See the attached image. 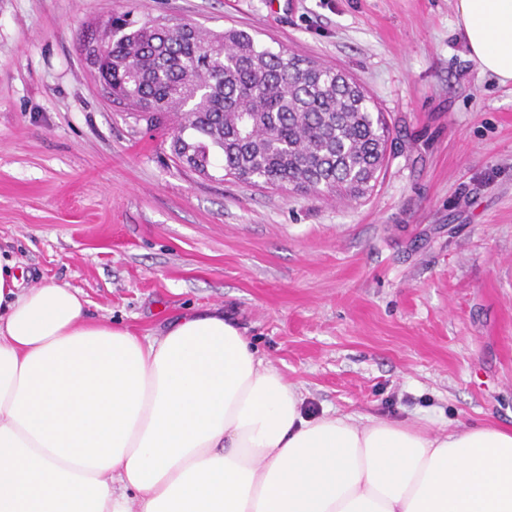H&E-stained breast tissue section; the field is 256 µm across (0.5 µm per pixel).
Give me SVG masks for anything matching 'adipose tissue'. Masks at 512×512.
<instances>
[{
	"instance_id": "1",
	"label": "adipose tissue",
	"mask_w": 512,
	"mask_h": 512,
	"mask_svg": "<svg viewBox=\"0 0 512 512\" xmlns=\"http://www.w3.org/2000/svg\"><path fill=\"white\" fill-rule=\"evenodd\" d=\"M457 26L512 82V0ZM87 304L0 253V512H512V429L308 416L220 308L145 340Z\"/></svg>"
}]
</instances>
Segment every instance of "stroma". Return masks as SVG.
Listing matches in <instances>:
<instances>
[{"label":"stroma","instance_id":"obj_1","mask_svg":"<svg viewBox=\"0 0 512 512\" xmlns=\"http://www.w3.org/2000/svg\"><path fill=\"white\" fill-rule=\"evenodd\" d=\"M124 12L354 78L390 128L372 190L176 164L85 59ZM0 251L151 339L223 308L308 414L512 424V83L479 74L456 0H0Z\"/></svg>","mask_w":512,"mask_h":512}]
</instances>
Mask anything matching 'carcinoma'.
Returning a JSON list of instances; mask_svg holds the SVG:
<instances>
[{"label":"carcinoma","instance_id":"1","mask_svg":"<svg viewBox=\"0 0 512 512\" xmlns=\"http://www.w3.org/2000/svg\"><path fill=\"white\" fill-rule=\"evenodd\" d=\"M112 101L171 131L178 162L207 175L296 191L364 195L389 139L383 113L346 74L273 51L241 30L103 23Z\"/></svg>","mask_w":512,"mask_h":512}]
</instances>
